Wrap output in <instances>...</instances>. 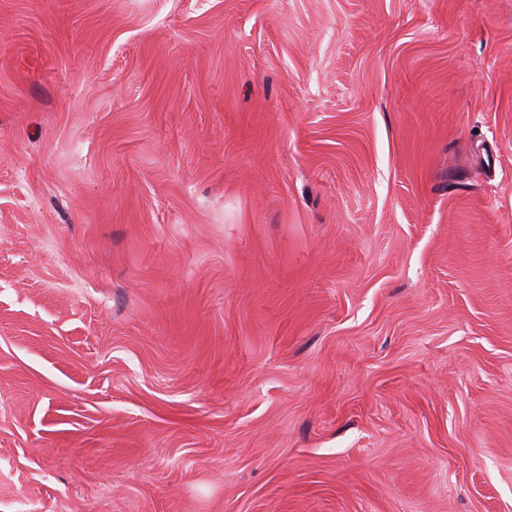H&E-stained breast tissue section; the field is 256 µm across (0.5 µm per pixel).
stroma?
Returning <instances> with one entry per match:
<instances>
[{
    "instance_id": "1",
    "label": "stroma",
    "mask_w": 512,
    "mask_h": 512,
    "mask_svg": "<svg viewBox=\"0 0 512 512\" xmlns=\"http://www.w3.org/2000/svg\"><path fill=\"white\" fill-rule=\"evenodd\" d=\"M0 512H512V0H0Z\"/></svg>"
}]
</instances>
